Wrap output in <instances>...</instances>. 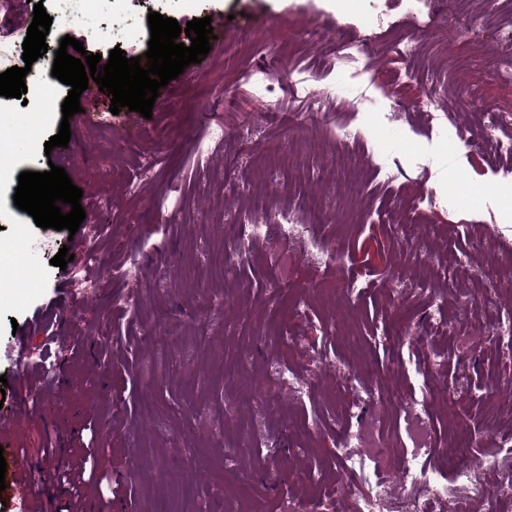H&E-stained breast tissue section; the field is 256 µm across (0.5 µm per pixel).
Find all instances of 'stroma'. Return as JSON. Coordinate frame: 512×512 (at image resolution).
Segmentation results:
<instances>
[{"instance_id": "stroma-1", "label": "stroma", "mask_w": 512, "mask_h": 512, "mask_svg": "<svg viewBox=\"0 0 512 512\" xmlns=\"http://www.w3.org/2000/svg\"><path fill=\"white\" fill-rule=\"evenodd\" d=\"M53 22L49 50L70 36L87 53L127 57L148 49L149 12L186 24L209 16L224 31L201 63L159 90L151 118L100 96L99 109L70 118L67 147L45 152L57 134L69 87L55 83L44 100L25 78V99L0 96V248L15 249L17 271L0 279V376L8 385L0 414H20L18 432L0 435V455L13 482L20 457L40 469L32 494L57 488L56 468L73 461L82 428L95 420L112 472L110 512H229L240 496L241 469L254 473L253 503L290 512L312 479L336 472V448L351 393L347 376L398 391L392 411H362L393 445L387 465L400 471L404 416L424 374L441 366L438 399L428 412L436 444L452 448L450 425L466 433L472 453L499 456L512 448V417L488 420V403L512 381V359L495 333L512 318V296L495 290L494 269L481 251L512 253V156L495 152L512 128V84L489 76V65L512 32V0H43ZM34 5L0 17V73L23 66L24 30ZM408 36L416 57L392 51ZM371 49L368 67L340 58V41ZM324 110L332 124L282 131L271 110L304 111L276 86L282 70ZM494 114L492 123L480 115ZM224 128L222 139L210 135ZM476 134L472 147L461 139ZM347 171L330 164L331 150ZM64 167L83 191L86 212L76 234L36 226L14 205L18 176ZM309 172L298 180L297 166ZM359 183L346 197L345 178ZM321 209L306 232L334 241L335 265L270 236L236 261L231 277L212 269L224 251L225 225L247 221L246 197L263 196L268 214L300 209L309 196ZM421 205L415 235L448 232L443 249L413 254L384 222ZM344 212V223L334 221ZM107 230L91 234L94 220ZM77 260L59 269L60 248ZM137 265H127L129 253ZM356 281L348 310L330 300L334 284ZM487 286L473 299L470 281ZM221 302L223 314L200 319L196 305ZM448 314L446 334L429 315ZM288 326L289 345L267 327ZM45 358L46 383L20 375L16 349ZM291 365L310 386L298 402L278 384ZM318 417L316 447L290 427ZM57 452L44 456L45 438ZM177 470L178 485L164 474Z\"/></svg>"}]
</instances>
